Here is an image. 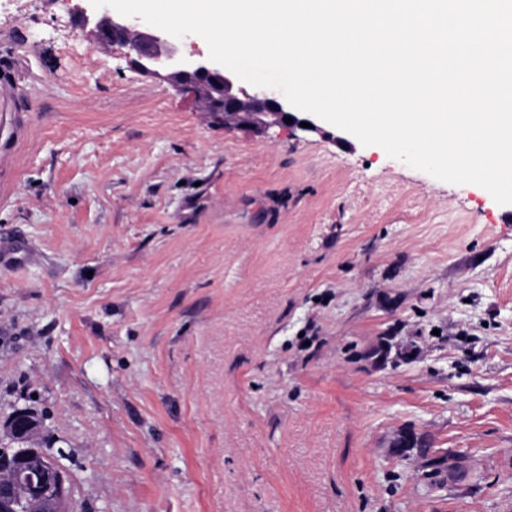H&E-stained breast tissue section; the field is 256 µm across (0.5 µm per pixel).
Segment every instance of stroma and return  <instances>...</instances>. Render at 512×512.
<instances>
[{
    "instance_id": "35a3bbf8",
    "label": "stroma",
    "mask_w": 512,
    "mask_h": 512,
    "mask_svg": "<svg viewBox=\"0 0 512 512\" xmlns=\"http://www.w3.org/2000/svg\"><path fill=\"white\" fill-rule=\"evenodd\" d=\"M73 7L0 0V418L46 413L75 512H512V204L224 125ZM2 70V76H0V112L1 114H9L11 121V142L4 145L1 149L0 144V160L1 158L8 157L12 153V149H16L20 143L21 138L19 137L21 131L25 125L24 116L19 112L14 96V86L17 84V78L15 72L11 66L3 61L0 64V71Z\"/></svg>"
}]
</instances>
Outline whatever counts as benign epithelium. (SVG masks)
<instances>
[{
    "label": "benign epithelium",
    "mask_w": 512,
    "mask_h": 512,
    "mask_svg": "<svg viewBox=\"0 0 512 512\" xmlns=\"http://www.w3.org/2000/svg\"><path fill=\"white\" fill-rule=\"evenodd\" d=\"M76 13L90 42L105 38L108 47L119 44L126 48L124 58L131 68L176 87L203 112L226 125L263 134L280 125L301 131L300 123L307 122L312 125L310 131H321L313 116L292 111L286 100L247 91L232 71L201 52L183 53L178 39L144 21L131 20L110 7L96 9L90 0H79ZM287 117L292 122H285ZM0 428L26 441L36 433L35 422L27 418L9 421ZM11 466L12 478L0 479V502L27 507L50 497L58 512H71L72 497L66 495L67 471L52 459L30 446Z\"/></svg>",
    "instance_id": "1"
}]
</instances>
